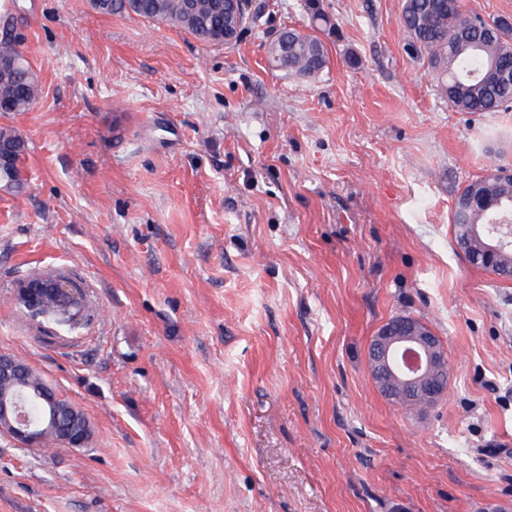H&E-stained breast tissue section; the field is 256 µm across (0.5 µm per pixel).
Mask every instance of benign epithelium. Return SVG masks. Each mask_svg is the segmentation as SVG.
Returning a JSON list of instances; mask_svg holds the SVG:
<instances>
[{
    "label": "benign epithelium",
    "mask_w": 512,
    "mask_h": 512,
    "mask_svg": "<svg viewBox=\"0 0 512 512\" xmlns=\"http://www.w3.org/2000/svg\"><path fill=\"white\" fill-rule=\"evenodd\" d=\"M224 16L235 23L224 27V44L237 41L245 20L243 0H224ZM507 233L487 238L484 258L487 265L512 238V226L504 225ZM53 297L69 307L82 302V290L69 277L47 273L17 282L14 301L24 309L37 313L47 297ZM370 373L381 392L394 403L411 407H432L446 393L444 378L448 377V354L439 338L421 320L410 317L384 325L373 337L370 347ZM28 368L22 360L0 354V377L20 378ZM42 399L50 414L35 424L23 410L22 394L0 396V431L8 433L28 448H43L49 428H59L60 414L55 410L58 393L45 386Z\"/></svg>",
    "instance_id": "obj_1"
}]
</instances>
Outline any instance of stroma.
<instances>
[{"label": "stroma", "mask_w": 512, "mask_h": 512, "mask_svg": "<svg viewBox=\"0 0 512 512\" xmlns=\"http://www.w3.org/2000/svg\"><path fill=\"white\" fill-rule=\"evenodd\" d=\"M42 94L0 113V354L91 427L81 448L0 432V512H481L512 503V279L468 263L454 199L512 166V111L449 107L404 0H246L204 46L89 0H14ZM314 33L316 78L272 69ZM73 277L88 318L46 326L18 280ZM409 315L448 353L425 411L368 345ZM270 58L275 68L303 77H315L326 66L324 48L315 35L284 29L273 40ZM9 147L8 159L0 166V179L15 189H21L25 178L21 170V161L26 152L25 143L7 127L0 128V147Z\"/></svg>", "instance_id": "stroma-1"}]
</instances>
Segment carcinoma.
I'll return each mask as SVG.
<instances>
[{"instance_id": "carcinoma-1", "label": "carcinoma", "mask_w": 512, "mask_h": 512, "mask_svg": "<svg viewBox=\"0 0 512 512\" xmlns=\"http://www.w3.org/2000/svg\"><path fill=\"white\" fill-rule=\"evenodd\" d=\"M91 7L104 15H127L181 28L206 45H216L224 32V13H214L212 0H195L194 10L184 9L183 0H90ZM403 25L411 45L427 51L429 65L442 76L448 106L459 112H505L512 108V80L502 81L497 71L512 72V20L499 16L484 19L462 11L455 0H404ZM14 36L0 34V56L16 58L15 65L0 68V89L12 91L9 105L0 112H26L41 93L40 78L30 61L21 56ZM274 67L303 77H315L326 66V55L319 39L296 29H285L270 48ZM10 149L0 165V179L15 189L24 185L21 161L25 143L7 127L0 128V146ZM512 218V175H484L461 187L452 212L454 238L466 250L471 264L482 266V244L465 237L464 224L489 226ZM484 267V266H482ZM489 273L494 269L484 267ZM80 310L72 317L57 314L48 301L44 320L74 328ZM61 422L72 433H91L83 412L76 418L62 416Z\"/></svg>"}]
</instances>
